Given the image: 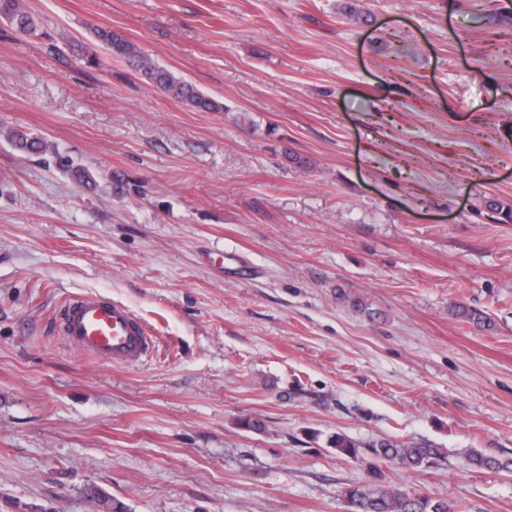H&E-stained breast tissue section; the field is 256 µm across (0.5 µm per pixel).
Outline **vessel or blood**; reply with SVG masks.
I'll return each mask as SVG.
<instances>
[{
  "instance_id": "1",
  "label": "vessel or blood",
  "mask_w": 512,
  "mask_h": 512,
  "mask_svg": "<svg viewBox=\"0 0 512 512\" xmlns=\"http://www.w3.org/2000/svg\"><path fill=\"white\" fill-rule=\"evenodd\" d=\"M57 333L68 346L112 365H136L152 352L151 334L141 318L127 305L97 295L68 300Z\"/></svg>"
}]
</instances>
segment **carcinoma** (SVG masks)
Listing matches in <instances>:
<instances>
[{
  "label": "carcinoma",
  "mask_w": 512,
  "mask_h": 512,
  "mask_svg": "<svg viewBox=\"0 0 512 512\" xmlns=\"http://www.w3.org/2000/svg\"><path fill=\"white\" fill-rule=\"evenodd\" d=\"M0 20L17 33L52 40V35L40 28L33 15L21 6L20 0H0ZM90 34V43L78 47L80 59L86 67L99 66L98 48L102 47L110 56L146 77L153 86L177 102L201 112L224 111V103L202 94L192 83L152 62L122 34L103 26L90 28ZM10 140L17 150L26 154L40 155L49 148L43 138L24 131L13 132ZM456 315L480 329H492L490 316L483 312L458 306ZM327 445L337 454L365 466L368 471V478L344 490L346 512H461L460 505L454 501L385 483L380 471L382 463L414 471L437 467L445 460L442 449L425 442L404 443L390 438L362 443L344 433L330 436ZM466 462L471 471L512 470V458H501L479 451L468 453Z\"/></svg>",
  "instance_id": "cac0c4a2"
}]
</instances>
